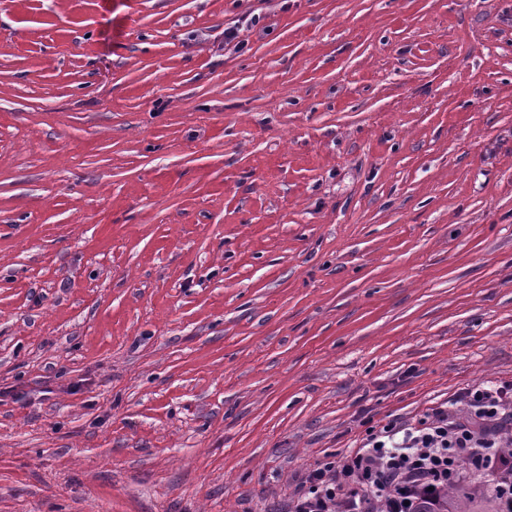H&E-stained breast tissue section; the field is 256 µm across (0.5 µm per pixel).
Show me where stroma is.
Wrapping results in <instances>:
<instances>
[{
	"label": "stroma",
	"instance_id": "stroma-1",
	"mask_svg": "<svg viewBox=\"0 0 512 512\" xmlns=\"http://www.w3.org/2000/svg\"><path fill=\"white\" fill-rule=\"evenodd\" d=\"M488 381L512 0H0V512H284Z\"/></svg>",
	"mask_w": 512,
	"mask_h": 512
}]
</instances>
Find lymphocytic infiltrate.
Segmentation results:
<instances>
[{"label":"lymphocytic infiltrate","mask_w":512,"mask_h":512,"mask_svg":"<svg viewBox=\"0 0 512 512\" xmlns=\"http://www.w3.org/2000/svg\"><path fill=\"white\" fill-rule=\"evenodd\" d=\"M512 512V384H482L434 403L413 421L392 418L355 448L305 469L287 512H417L463 474Z\"/></svg>","instance_id":"obj_1"}]
</instances>
